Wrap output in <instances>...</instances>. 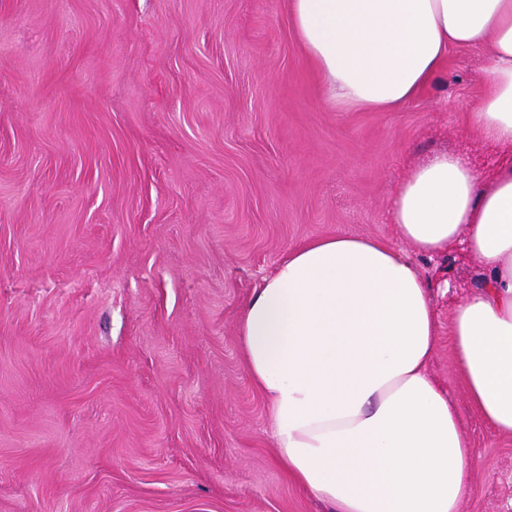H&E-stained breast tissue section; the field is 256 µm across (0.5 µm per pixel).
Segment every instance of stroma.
Listing matches in <instances>:
<instances>
[{
	"instance_id": "obj_1",
	"label": "stroma",
	"mask_w": 512,
	"mask_h": 512,
	"mask_svg": "<svg viewBox=\"0 0 512 512\" xmlns=\"http://www.w3.org/2000/svg\"><path fill=\"white\" fill-rule=\"evenodd\" d=\"M289 0H0V512H326L274 450L238 336L288 251L405 248L398 184L470 131L485 49L395 112L328 104ZM474 493L512 512V438L469 407L448 341L479 263L413 254Z\"/></svg>"
}]
</instances>
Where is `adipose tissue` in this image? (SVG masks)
I'll list each match as a JSON object with an SVG mask.
<instances>
[{"label": "adipose tissue", "mask_w": 512, "mask_h": 512, "mask_svg": "<svg viewBox=\"0 0 512 512\" xmlns=\"http://www.w3.org/2000/svg\"><path fill=\"white\" fill-rule=\"evenodd\" d=\"M289 12L329 102L346 110L396 111L449 47L485 48L471 131L512 150V0H289ZM392 222L425 255L466 237L482 277L448 334L470 405L512 437V161L486 180L434 155L396 190ZM438 333L414 262L379 239L308 241L254 290L244 359L280 462L329 512H460L473 464L461 412L428 373Z\"/></svg>", "instance_id": "adipose-tissue-1"}]
</instances>
